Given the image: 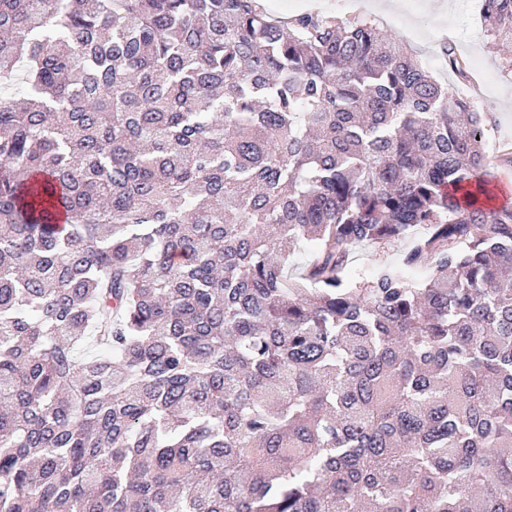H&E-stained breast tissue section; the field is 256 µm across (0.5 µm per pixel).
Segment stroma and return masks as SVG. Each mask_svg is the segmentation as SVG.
Instances as JSON below:
<instances>
[{
    "label": "stroma",
    "instance_id": "1",
    "mask_svg": "<svg viewBox=\"0 0 512 512\" xmlns=\"http://www.w3.org/2000/svg\"><path fill=\"white\" fill-rule=\"evenodd\" d=\"M408 13L371 9L381 29L409 43L423 61L438 59L443 42H451L481 79L480 96L456 84L462 97L475 109L491 112L495 119L494 141H512V48L496 53L490 47L481 20L482 0H399Z\"/></svg>",
    "mask_w": 512,
    "mask_h": 512
}]
</instances>
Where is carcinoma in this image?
<instances>
[{
    "label": "carcinoma",
    "instance_id": "1",
    "mask_svg": "<svg viewBox=\"0 0 512 512\" xmlns=\"http://www.w3.org/2000/svg\"><path fill=\"white\" fill-rule=\"evenodd\" d=\"M17 80L0 512H512L492 118L375 18L261 0H0ZM380 252L371 246H358L352 251V271L357 275L369 274L378 264Z\"/></svg>",
    "mask_w": 512,
    "mask_h": 512
}]
</instances>
